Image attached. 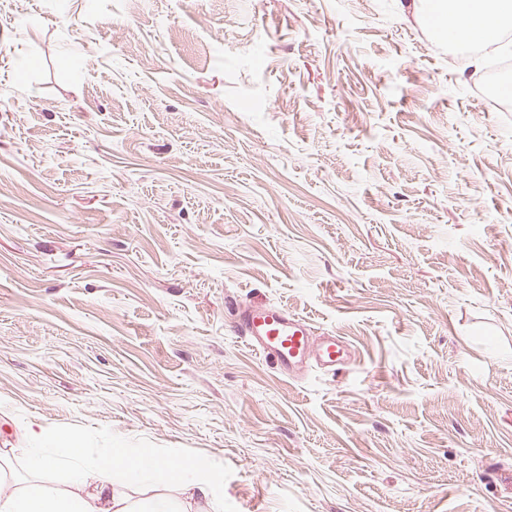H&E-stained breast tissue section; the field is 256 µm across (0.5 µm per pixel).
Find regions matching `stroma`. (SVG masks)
<instances>
[{
  "instance_id": "stroma-1",
  "label": "stroma",
  "mask_w": 512,
  "mask_h": 512,
  "mask_svg": "<svg viewBox=\"0 0 512 512\" xmlns=\"http://www.w3.org/2000/svg\"><path fill=\"white\" fill-rule=\"evenodd\" d=\"M412 0H0V493L78 433L219 512H512V99ZM277 303L354 360L283 376Z\"/></svg>"
}]
</instances>
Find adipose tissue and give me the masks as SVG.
<instances>
[{
	"mask_svg": "<svg viewBox=\"0 0 512 512\" xmlns=\"http://www.w3.org/2000/svg\"><path fill=\"white\" fill-rule=\"evenodd\" d=\"M420 8L435 29L443 31L456 22L463 31L480 30L491 41L512 21V0H498L495 7L484 0H419ZM57 456L33 453L28 466L41 473L54 467L57 457L71 460L67 472L68 490L50 484H35L17 494L0 495V512H210L214 506L213 485L196 469L174 465L162 467L134 448H122L92 455L75 433L52 442ZM168 478L176 494L157 492L145 500L123 495L128 484H148Z\"/></svg>",
	"mask_w": 512,
	"mask_h": 512,
	"instance_id": "ef3b65f1",
	"label": "adipose tissue"
}]
</instances>
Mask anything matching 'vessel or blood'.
I'll use <instances>...</instances> for the list:
<instances>
[{
  "instance_id": "b4317fda",
  "label": "vessel or blood",
  "mask_w": 512,
  "mask_h": 512,
  "mask_svg": "<svg viewBox=\"0 0 512 512\" xmlns=\"http://www.w3.org/2000/svg\"><path fill=\"white\" fill-rule=\"evenodd\" d=\"M236 328L248 346L289 378L300 377L311 367L333 374L351 359L342 336L316 333L307 319L281 305L239 307Z\"/></svg>"
}]
</instances>
